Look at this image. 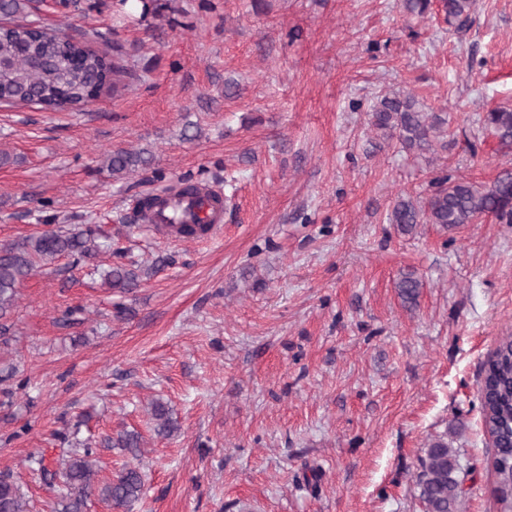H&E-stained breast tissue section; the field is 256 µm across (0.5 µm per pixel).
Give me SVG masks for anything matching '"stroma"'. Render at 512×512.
<instances>
[{
  "label": "stroma",
  "instance_id": "obj_1",
  "mask_svg": "<svg viewBox=\"0 0 512 512\" xmlns=\"http://www.w3.org/2000/svg\"><path fill=\"white\" fill-rule=\"evenodd\" d=\"M162 2L144 18L116 0L45 7L59 33L121 44L131 84L82 112L0 108V245L94 224L139 276L104 287L101 253L23 281L0 344V477L52 512L65 480L43 483L34 459L55 470L88 443L100 478L140 467L130 512H424L419 458L445 434L473 467L458 512H504L478 390L512 335V224L404 235L387 214L438 177L487 187L512 170L484 124L512 108V0H476L462 28L401 0ZM399 88L447 113V150L381 143L368 110ZM117 150L149 163L114 175ZM187 177L223 193L221 234L124 223ZM154 400L173 436L155 434ZM124 430L140 456L104 447Z\"/></svg>",
  "mask_w": 512,
  "mask_h": 512
}]
</instances>
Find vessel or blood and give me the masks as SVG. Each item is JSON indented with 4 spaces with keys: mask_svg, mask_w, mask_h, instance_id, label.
Masks as SVG:
<instances>
[{
    "mask_svg": "<svg viewBox=\"0 0 512 512\" xmlns=\"http://www.w3.org/2000/svg\"><path fill=\"white\" fill-rule=\"evenodd\" d=\"M159 206L151 216L152 232L166 239H178L184 228H193L198 238L215 237L224 221V199L209 186L198 187L189 196L174 191L159 194Z\"/></svg>",
    "mask_w": 512,
    "mask_h": 512,
    "instance_id": "vessel-or-blood-1",
    "label": "vessel or blood"
}]
</instances>
